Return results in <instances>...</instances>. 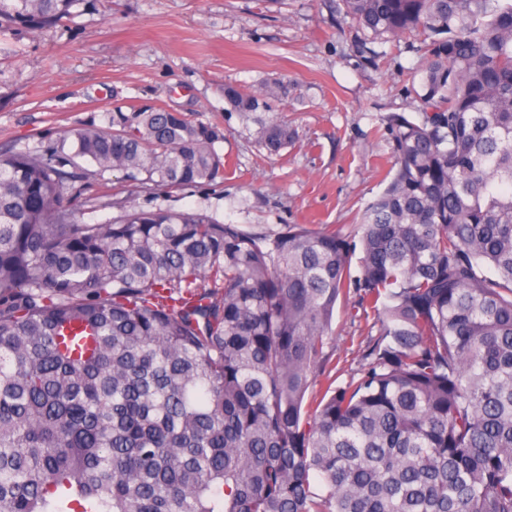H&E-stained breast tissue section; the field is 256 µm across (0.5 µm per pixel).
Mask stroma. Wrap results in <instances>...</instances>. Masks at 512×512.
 Wrapping results in <instances>:
<instances>
[{
  "mask_svg": "<svg viewBox=\"0 0 512 512\" xmlns=\"http://www.w3.org/2000/svg\"><path fill=\"white\" fill-rule=\"evenodd\" d=\"M339 0H97L76 30L21 37L0 62V151L37 149L66 128L103 125L112 105L143 101L223 127L224 173L183 189L132 194L112 172L91 193L108 205L85 211L102 223L126 207L206 211L217 221L272 234L287 224L344 235L383 188L391 149L382 119L414 115L409 75L422 66L407 40L387 45L371 68L351 49V20L331 23ZM281 80L271 112H230L224 88L251 94ZM287 121L294 142L279 155L260 146L270 120ZM374 313L341 295L330 332L332 376L346 386L369 361Z\"/></svg>",
  "mask_w": 512,
  "mask_h": 512,
  "instance_id": "obj_1",
  "label": "stroma"
}]
</instances>
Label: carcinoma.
<instances>
[{"label":"carcinoma","mask_w":512,"mask_h":512,"mask_svg":"<svg viewBox=\"0 0 512 512\" xmlns=\"http://www.w3.org/2000/svg\"><path fill=\"white\" fill-rule=\"evenodd\" d=\"M341 2L364 61L407 35L424 60L356 238L82 222L113 207L84 194L107 172L151 194L224 170V129L160 106L0 152V512H512V0ZM94 6L0 0V57ZM294 138L259 132L270 155ZM350 291L377 315L371 361L307 408Z\"/></svg>","instance_id":"cac0c4a2"}]
</instances>
